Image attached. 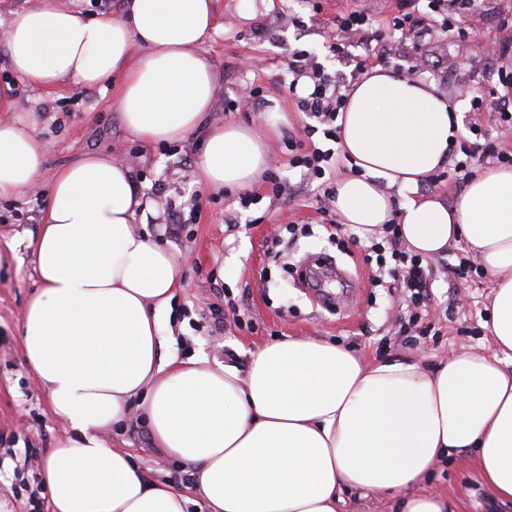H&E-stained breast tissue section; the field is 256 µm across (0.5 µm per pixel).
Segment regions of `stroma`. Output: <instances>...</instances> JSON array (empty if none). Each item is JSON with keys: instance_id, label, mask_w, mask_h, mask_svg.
I'll use <instances>...</instances> for the list:
<instances>
[{"instance_id": "35a3bbf8", "label": "stroma", "mask_w": 512, "mask_h": 512, "mask_svg": "<svg viewBox=\"0 0 512 512\" xmlns=\"http://www.w3.org/2000/svg\"><path fill=\"white\" fill-rule=\"evenodd\" d=\"M336 0H218V26L201 52L217 75L216 101L209 114L214 125L229 123L252 128L280 158L281 178L300 179L286 163L289 138H303L307 122L289 94L287 61L293 50L314 55L327 72L339 70L327 48L334 28ZM512 0H480L476 13L465 15L462 27L477 36L461 43L436 35L420 41L388 32L397 54L422 53L434 83L461 110V136L471 139V123L488 136L497 134L496 112L472 111L459 100L461 85L487 84L493 70L480 50L482 36L512 38L499 25ZM14 89L13 119L47 147L44 170L23 195L0 197V512H21L40 481L48 448L63 430L62 420L23 358L21 325L26 304L39 286L30 244L42 223L47 193L55 172L84 155L112 157L130 167L139 191L154 210L136 217L133 229L147 232L156 243L184 260V285L173 301L174 334L166 339L179 357L204 352L209 360L246 373L256 348L285 336H318L335 342L372 363L382 358L419 363L427 369L466 350L488 349L491 332L485 321L492 298L486 274L470 273L456 281L442 275L446 265L469 256L458 243L429 262L439 271L432 285L424 331L399 330L408 303L399 289L372 287L373 267L365 243L337 247L322 225L315 192L283 203L266 196V181L254 189L258 204L242 208L233 187L209 190L199 185L197 163L204 150L200 138L148 144L133 138L117 110L115 85H62L48 92L21 80L11 69L0 43V84ZM262 87L263 101L251 110L239 107L243 88ZM286 113L287 123L269 130L263 116L272 108ZM179 214L180 235L167 234L165 223ZM291 224L306 231L288 248L287 260L273 258L274 229ZM224 313V327L213 330L209 306ZM249 320L237 327L234 316ZM116 447L129 450L136 462L157 477H169L172 459L155 448L150 428L131 414ZM424 493L453 498L459 512H512V504L496 500L473 460L439 462L418 486Z\"/></svg>"}]
</instances>
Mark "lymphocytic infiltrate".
I'll list each match as a JSON object with an SVG mask.
<instances>
[{"instance_id": "f902f5d3", "label": "lymphocytic infiltrate", "mask_w": 512, "mask_h": 512, "mask_svg": "<svg viewBox=\"0 0 512 512\" xmlns=\"http://www.w3.org/2000/svg\"><path fill=\"white\" fill-rule=\"evenodd\" d=\"M476 6L477 0H395L394 13L388 26L395 31L416 35L434 21L438 23L441 33L464 40L469 33L458 26L456 17L463 12L474 11ZM329 49L343 64L344 70L349 66L362 70L377 62L410 76L421 72L418 62L412 61L406 65L394 62L380 32L371 29L368 18L356 10L337 14ZM344 70L331 76L306 51L298 50L288 55V73L292 77L289 89H296L298 81L304 78L313 84L312 90L298 101L301 111L310 117L311 122L305 127L304 138L289 140V164L300 169L305 180L320 181L324 201L322 211L328 216L329 228L337 232L343 231L344 226L337 218L331 217L330 211L336 198L331 176L336 172L338 155L332 147L323 149L313 144L312 138L318 133L331 143L340 138L336 120L341 110L346 108L350 95V84ZM479 160H491L508 166L512 164V149L491 139L461 145L459 151L448 154V173L429 176L421 185L422 191L432 190L447 179L458 183L469 180L474 174L473 166ZM381 234V241L373 243L371 251L377 262L392 258L394 265L389 268L388 274L410 301L411 314L406 325L414 327L421 321L427 307L432 269L424 264L422 257L405 248L398 224L383 225Z\"/></svg>"}]
</instances>
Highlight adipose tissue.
I'll return each instance as SVG.
<instances>
[{
	"mask_svg": "<svg viewBox=\"0 0 512 512\" xmlns=\"http://www.w3.org/2000/svg\"><path fill=\"white\" fill-rule=\"evenodd\" d=\"M216 18V0H124L117 18L30 0L4 35L12 70L30 85L118 82L131 135L202 137L200 183L249 186L269 164L259 139L205 123L217 83L200 48ZM12 101V86H0V196L25 193L47 154L5 119ZM337 122L341 152L362 170L336 187L341 222L365 238L398 218L407 250L424 257L466 242L492 282V351L425 370L285 337L252 352L244 375L202 353L163 358L162 318L183 266L134 231L147 204L130 168L78 158L48 192L34 245L40 286L22 324L25 359L64 422L42 469L52 512H187L190 496L105 439L134 407L155 446L191 467L207 512H338L346 490L397 493V512H458L446 496L412 491L451 457L473 458L498 500L512 502V168L478 172L452 207L418 197L448 158L459 106L389 71L359 82Z\"/></svg>",
	"mask_w": 512,
	"mask_h": 512,
	"instance_id": "1",
	"label": "adipose tissue"
}]
</instances>
